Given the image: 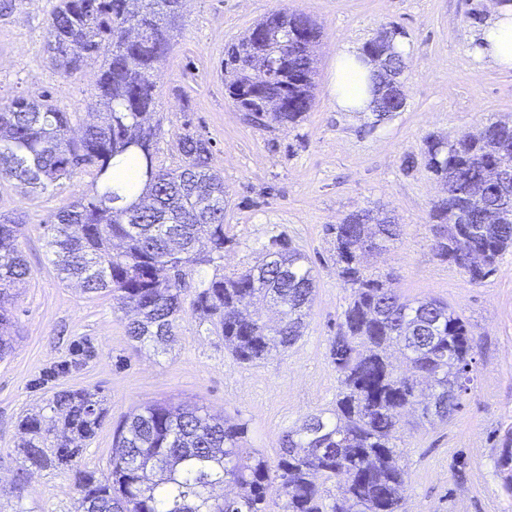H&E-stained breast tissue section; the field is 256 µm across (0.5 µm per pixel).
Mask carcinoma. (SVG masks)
I'll return each instance as SVG.
<instances>
[{"label":"carcinoma","instance_id":"carcinoma-1","mask_svg":"<svg viewBox=\"0 0 512 512\" xmlns=\"http://www.w3.org/2000/svg\"><path fill=\"white\" fill-rule=\"evenodd\" d=\"M185 0H57L50 14L46 52L67 78L100 62L96 122L74 126L46 95L17 96L0 106V178L27 192L44 191L79 171L92 175L82 192L48 221L47 247L63 281L89 296L110 295L134 313L127 334L157 351L175 339L185 311L186 277L198 263L224 260V179L213 167L210 140L179 135L183 163L160 165L150 124L160 64L172 51ZM401 35L380 27L363 45L383 55L370 78L377 120L403 110L389 85L401 73ZM320 27L297 11H276L224 50L228 94L249 119L264 126L300 122L311 109L316 76L312 47ZM288 66L274 75L272 55ZM512 150V122L496 121L453 141H426L427 169L446 185L432 209L439 224L435 256L481 282L512 249V210L500 207L497 167ZM142 182H117L112 171L129 162ZM15 220L0 214V358L12 349L5 305L25 282L29 267L17 243ZM336 269L351 299L331 339L338 374L336 409L312 413L288 431L275 467L243 447L244 427L204 406L170 402L139 407L116 427L107 472L83 473L75 512H406L398 444L400 416L418 407L421 417L446 422L463 406L476 373V343L468 323L447 303L410 300L380 276L365 273L367 244L379 249L400 229L372 209L346 216L330 228ZM307 256L275 239L258 264L202 280L191 311L224 336L236 361L250 364L285 352L303 335L315 295ZM272 303L280 318L268 324L257 305ZM401 357L395 367L389 349ZM51 416L19 422L22 467L12 492L21 493L34 472L73 465L97 436L104 409L97 392L68 388L47 401ZM497 460L512 484V428L498 439ZM343 479L328 498L319 479ZM278 483L279 501L268 498Z\"/></svg>","mask_w":512,"mask_h":512}]
</instances>
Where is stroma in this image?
<instances>
[{
  "label": "stroma",
  "instance_id": "obj_1",
  "mask_svg": "<svg viewBox=\"0 0 512 512\" xmlns=\"http://www.w3.org/2000/svg\"><path fill=\"white\" fill-rule=\"evenodd\" d=\"M56 0H18L0 14V104L19 95L51 96L66 112H84L96 96V65L64 78L45 52ZM486 0H186L156 88L155 148L178 166L180 133L209 139L224 177V232L232 245L222 265L202 263L188 279L192 299L200 279L259 261L272 240L304 252L317 275L301 339L287 352L241 364L224 339L191 313L176 323V340L153 352L127 335V316L111 296L89 297L62 282L46 246L49 216L92 177L79 172L45 193H23L0 179V213L17 217L18 243L30 268L8 305L13 349L0 359V486L19 466L18 424L54 392L95 390L106 417L72 468L34 474L21 497L0 496V512H74L76 478L105 472L116 425L136 407L170 401L207 407L247 426L245 447L276 464L286 433L309 413L333 409L339 379L330 341L350 300L336 274L328 225L375 207L399 225V239L367 261L370 272L393 274L406 298L448 302L469 324L478 373L462 410L445 423L415 425L402 435L407 512H512V492L497 466L499 433L512 427V250L474 283L434 256V202L443 188L426 169L425 141L451 140L497 120L512 119V69L476 61L473 16ZM299 10L321 25L313 105L291 127L251 124L224 93L221 62L228 44L268 13ZM406 33L402 76L406 105L392 119L337 111L330 74L339 48L364 44L380 26Z\"/></svg>",
  "mask_w": 512,
  "mask_h": 512
}]
</instances>
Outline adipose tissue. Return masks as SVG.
<instances>
[{
    "mask_svg": "<svg viewBox=\"0 0 512 512\" xmlns=\"http://www.w3.org/2000/svg\"><path fill=\"white\" fill-rule=\"evenodd\" d=\"M476 56L497 68H512V0H499L474 36ZM373 66L364 62L360 49L343 45L336 54L330 88L340 112H368L373 96L368 82Z\"/></svg>",
    "mask_w": 512,
    "mask_h": 512,
    "instance_id": "ef3b65f1",
    "label": "adipose tissue"
}]
</instances>
